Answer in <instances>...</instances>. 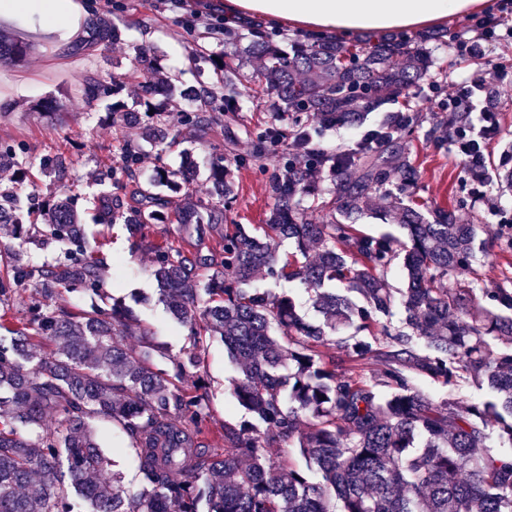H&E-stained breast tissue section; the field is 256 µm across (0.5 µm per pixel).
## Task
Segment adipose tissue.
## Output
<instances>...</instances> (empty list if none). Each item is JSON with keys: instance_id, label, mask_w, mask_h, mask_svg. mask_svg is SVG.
<instances>
[{"instance_id": "ef3b65f1", "label": "adipose tissue", "mask_w": 512, "mask_h": 512, "mask_svg": "<svg viewBox=\"0 0 512 512\" xmlns=\"http://www.w3.org/2000/svg\"><path fill=\"white\" fill-rule=\"evenodd\" d=\"M487 0H225L228 17L261 16L336 33L423 28L483 10Z\"/></svg>"}]
</instances>
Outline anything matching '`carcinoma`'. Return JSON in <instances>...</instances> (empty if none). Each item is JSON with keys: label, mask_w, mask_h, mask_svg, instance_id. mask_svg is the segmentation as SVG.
I'll return each instance as SVG.
<instances>
[{"label": "carcinoma", "mask_w": 512, "mask_h": 512, "mask_svg": "<svg viewBox=\"0 0 512 512\" xmlns=\"http://www.w3.org/2000/svg\"><path fill=\"white\" fill-rule=\"evenodd\" d=\"M30 50L0 35V62ZM247 52L260 59V93L275 99L307 150L310 119L357 126L368 112L409 96L425 71L422 50L405 38L350 48L324 37L288 52L257 40ZM236 60L223 53L216 84L163 81L169 100L192 105L181 119L192 142L209 143L218 113L246 97ZM153 66L140 46L129 76ZM157 86L139 82L145 111L119 118L138 119L141 146L162 151L169 132L166 107L152 102ZM417 121L390 111L380 146L361 139L353 152L310 153L317 168L332 173L327 197L309 168L284 164L269 184L274 203L266 223L256 232L232 225L217 249L202 241L226 221L233 183L224 156L204 158L210 220L191 203L180 216L195 225L199 244L152 245L158 300L190 332V346L176 354L141 327L132 306L103 299L100 268L70 199L49 204L46 224L32 237L59 243L63 259L33 267L3 247L0 302L30 282L40 301L0 336V512H512V276L494 288L464 280L495 238H479L475 225L442 207L403 202L415 172L399 160L395 137ZM287 136L266 131L256 158L267 156L266 143ZM137 155V147L126 148L118 178L136 180ZM197 168L194 161L163 163L151 182L192 198ZM306 199L326 213L325 222L307 219ZM165 204L142 191L132 205L108 207L103 220L142 238ZM367 213L401 224L408 242L360 234L354 223ZM0 227L14 238L26 234L2 194ZM286 241L296 252L282 262ZM401 250L407 287L397 299L385 273ZM260 271L306 285L323 321L308 323L291 294L255 286ZM85 290L102 301L77 311L52 304ZM397 304L401 328L391 322ZM351 327L365 336H342ZM202 336L224 343L240 370L231 395L252 416L224 423L222 454L206 437ZM370 360L378 365L373 381L362 374ZM462 374L486 395L439 402L412 383L424 376L450 385ZM99 421L128 439L140 490L107 474ZM271 448H297L304 464L274 462Z\"/></svg>", "instance_id": "cac0c4a2"}]
</instances>
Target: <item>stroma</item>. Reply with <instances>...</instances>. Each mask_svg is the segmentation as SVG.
Returning a JSON list of instances; mask_svg holds the SVG:
<instances>
[{
    "instance_id": "stroma-1",
    "label": "stroma",
    "mask_w": 512,
    "mask_h": 512,
    "mask_svg": "<svg viewBox=\"0 0 512 512\" xmlns=\"http://www.w3.org/2000/svg\"><path fill=\"white\" fill-rule=\"evenodd\" d=\"M80 18L58 30L44 27L37 16L0 13V32L27 39L34 49L17 63L0 66V143H14L26 161L14 169V178L0 181V193L13 194L24 223L38 224L44 206L60 194L72 196L83 223L88 243H101L98 253L101 278L114 299L129 298L131 292L155 294L157 284L151 274L154 255L150 243L194 242L193 228L178 224L172 209L162 212L152 224L145 243H136L125 225L102 221L98 191L107 173L119 169L126 146L136 144L137 132L120 122V112L133 108L137 83L127 77L135 64V46L154 48L159 75L184 86L215 79L214 58L249 44V26L234 27L231 34L216 39L205 36L202 28L186 30L175 11L159 8L156 0H122V9L110 10L107 0H73ZM116 25L122 36L118 41L102 39L99 30ZM426 44L428 74L409 101L410 111L419 113L422 122L403 140V154L417 172L414 198L418 203L446 207L465 222L478 225L483 238L499 228V212L512 218V190L500 183L486 189L485 200L473 201L471 182L462 179V164L448 149V129L442 126L439 99L431 92L433 83L449 78L456 82L484 73L485 59L500 62L512 70V40L477 39L467 17H453L429 29ZM478 40L479 57L456 55L453 46L460 40ZM199 48L203 57L190 53ZM95 76L106 91L96 98L84 92L87 76ZM124 78L122 91L111 92L113 79ZM502 136L487 149L494 172L512 171V81L492 83ZM273 101L255 95L244 101L229 123H218L210 147L192 145L193 154L205 155L215 149L230 161L234 172L235 198L228 213L232 224L264 223L272 206L269 192L271 175L288 160L285 151L267 159L253 157L257 137L272 127L288 125L287 116L273 112ZM64 155L63 172L42 174L41 163L55 155ZM124 259L127 268L122 278H114L112 264ZM142 325L155 340L179 351L189 343V331L178 325L166 307L158 302L138 308ZM204 375L211 400L208 421L209 443L213 450L224 449L225 421H243L246 412L230 392L238 371L217 338H204ZM105 452L130 490L140 487V478L127 441L102 425Z\"/></svg>"
}]
</instances>
